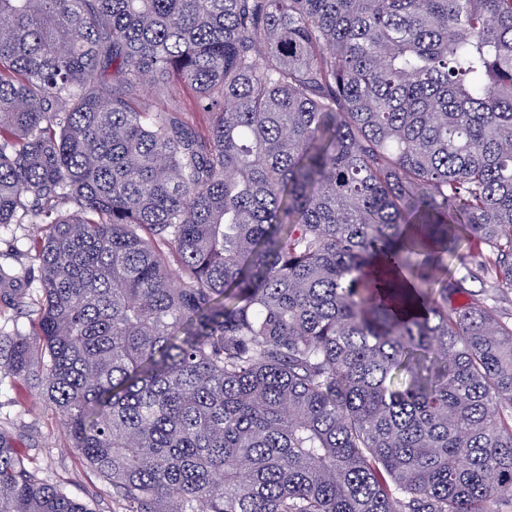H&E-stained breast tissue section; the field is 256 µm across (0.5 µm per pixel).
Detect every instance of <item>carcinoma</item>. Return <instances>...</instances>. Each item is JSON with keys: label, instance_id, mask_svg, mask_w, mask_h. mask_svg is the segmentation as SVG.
I'll list each match as a JSON object with an SVG mask.
<instances>
[{"label": "carcinoma", "instance_id": "obj_1", "mask_svg": "<svg viewBox=\"0 0 512 512\" xmlns=\"http://www.w3.org/2000/svg\"><path fill=\"white\" fill-rule=\"evenodd\" d=\"M192 101L170 100L174 89ZM0 387L123 512H501L512 0H0ZM0 512H95L0 429ZM40 224H11L8 228L0 229V264L11 265L19 270L21 280L13 283H3L1 288H27L34 285L38 277L35 266L23 254L16 253V247L22 250V238L35 237L41 234ZM22 272V273H21ZM25 276V277H24ZM461 252L467 255V265L465 267L460 266L457 261H454L451 265V269L455 272L457 278H462L463 288L457 293L453 294L449 300L448 305L461 307L466 305L473 295L483 294L491 296V303L495 306L498 313L506 319L512 320V294L498 295L492 291L488 278L483 273L476 270L474 264V256L481 253V249L475 245L470 247L467 242H462Z\"/></svg>", "mask_w": 512, "mask_h": 512}]
</instances>
